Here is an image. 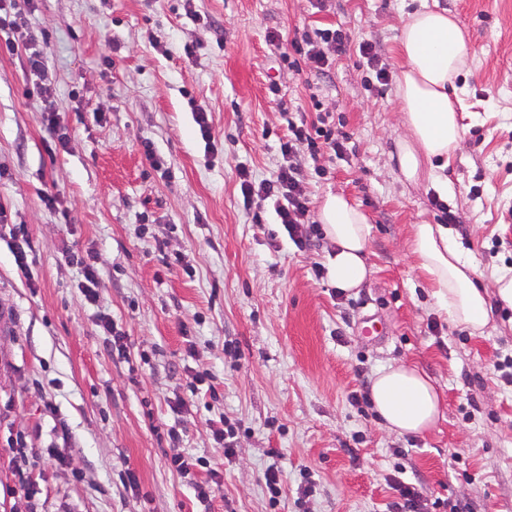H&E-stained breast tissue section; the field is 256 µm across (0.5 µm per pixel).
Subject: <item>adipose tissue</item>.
Masks as SVG:
<instances>
[{"instance_id": "1", "label": "adipose tissue", "mask_w": 512, "mask_h": 512, "mask_svg": "<svg viewBox=\"0 0 512 512\" xmlns=\"http://www.w3.org/2000/svg\"><path fill=\"white\" fill-rule=\"evenodd\" d=\"M398 52L402 62L395 93L406 129L398 143V159L402 173L412 181L422 160L447 159L463 143L448 87L467 65L465 35L447 11L424 5L403 19ZM317 220L334 246L328 264L331 281L344 291L359 287L369 274L367 216L345 195L330 193ZM411 249L415 268L439 310L471 335H486L493 306L512 310V269H499L493 285H485L447 226L415 225ZM371 400L387 428L401 435L426 432L440 415L433 384L408 366L380 372L372 381Z\"/></svg>"}]
</instances>
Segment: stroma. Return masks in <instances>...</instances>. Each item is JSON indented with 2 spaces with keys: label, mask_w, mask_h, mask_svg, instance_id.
Segmentation results:
<instances>
[{
  "label": "stroma",
  "mask_w": 512,
  "mask_h": 512,
  "mask_svg": "<svg viewBox=\"0 0 512 512\" xmlns=\"http://www.w3.org/2000/svg\"><path fill=\"white\" fill-rule=\"evenodd\" d=\"M424 5L467 35L469 67L454 81L464 143L435 169L443 196L427 175H402L395 87L358 53L372 43L397 73L400 21ZM5 7L17 26L0 31V512H385L399 482L423 512L457 501L512 512V311L470 335L437 310L410 249L414 225L439 223V197L484 280L512 267V0ZM328 28L348 46L327 49L323 73L282 61L293 40ZM32 35L69 127L52 154L23 52ZM285 104L348 135L313 162L306 144L297 151L310 212L340 191L368 217L369 274L352 291L323 274L334 247L314 224L301 225L300 248L274 201L259 224L244 204L239 169L268 179L282 162ZM19 227L25 273L11 247ZM392 364L439 395L424 434L389 431L361 399ZM219 415L238 428L229 459L208 425ZM177 451L198 459L191 477L170 468ZM272 464L284 471L274 504ZM211 469L224 484L206 506L192 483Z\"/></svg>",
  "instance_id": "obj_1"
}]
</instances>
